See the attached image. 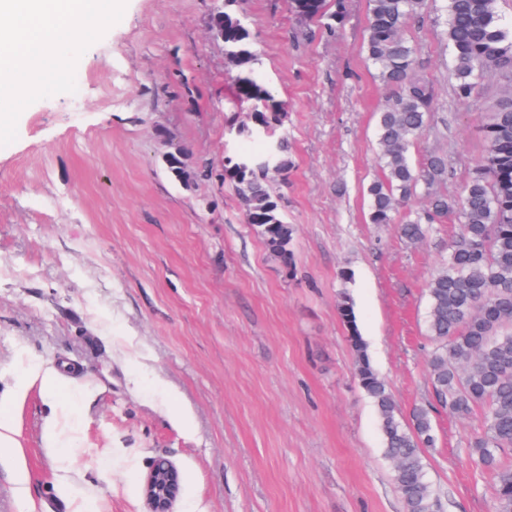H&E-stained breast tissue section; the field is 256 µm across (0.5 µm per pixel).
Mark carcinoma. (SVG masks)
<instances>
[{
    "instance_id": "1",
    "label": "carcinoma",
    "mask_w": 512,
    "mask_h": 512,
    "mask_svg": "<svg viewBox=\"0 0 512 512\" xmlns=\"http://www.w3.org/2000/svg\"><path fill=\"white\" fill-rule=\"evenodd\" d=\"M237 0L224 6V43L228 62L246 72L239 77V93L271 104L256 110L252 126L240 129L266 141L264 153L224 158V174L245 207L246 223L263 239L282 264L293 266V225L283 220L278 199L270 190L268 173L285 174L291 161L284 142L275 139L282 125L281 105L249 74L255 61L247 48L249 32L234 10ZM306 20L324 21L335 33L346 13V0H302ZM425 0H368L364 50L379 81L392 92L378 113L377 147L383 178L370 184L369 220L399 223L402 238L422 243L435 224L453 218L457 231L448 238V256L431 277L427 365L437 401L459 417L477 408L484 411L481 432L471 442L477 464L495 485V512H512V465L502 456L512 452V30L503 23L499 0H446L445 40L457 98L465 101L480 84L505 77L495 108L482 128L486 142L480 163L469 174L460 199L433 190L447 174L445 157L430 154L416 167L409 153L432 112L433 88L416 73L415 49L404 37L409 22ZM427 207L400 216L417 189ZM338 312L356 357V376L374 401L383 434L385 454L394 464L396 486L406 512H438L426 477L422 448L432 441L430 407H420L405 427L385 381L371 365L359 333L353 303L341 296Z\"/></svg>"
}]
</instances>
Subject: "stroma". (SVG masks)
I'll return each instance as SVG.
<instances>
[{
  "label": "stroma",
  "instance_id": "stroma-1",
  "mask_svg": "<svg viewBox=\"0 0 512 512\" xmlns=\"http://www.w3.org/2000/svg\"><path fill=\"white\" fill-rule=\"evenodd\" d=\"M214 0H127L79 58V94L27 106L0 147V401L29 476L0 452V512H146L154 459L182 478L174 512H406L337 306L349 294L403 423L434 406L427 284L455 223L413 245L368 219L376 114L391 93L363 52L368 2L329 34L288 0H238L258 81L281 101L291 168L272 178L294 265L245 222L224 158L259 101L207 30ZM445 0L405 37L434 90L414 162L448 159L458 198L504 84L454 93ZM181 148L182 181L165 153ZM350 280H343V273ZM35 359L52 371L22 384ZM423 451L441 512H494L469 444L481 412L434 407Z\"/></svg>",
  "mask_w": 512,
  "mask_h": 512
}]
</instances>
